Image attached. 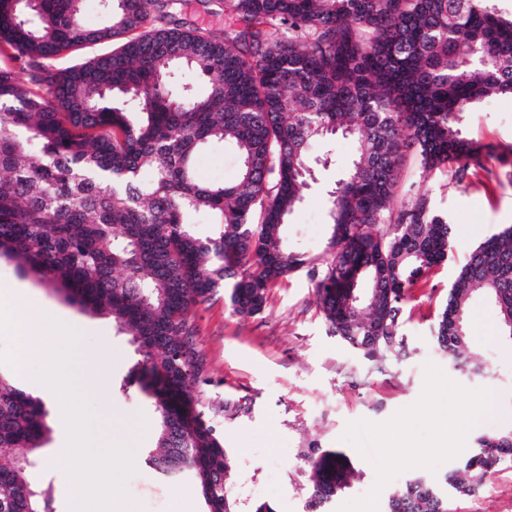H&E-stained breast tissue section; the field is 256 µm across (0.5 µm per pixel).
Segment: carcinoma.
I'll use <instances>...</instances> for the list:
<instances>
[{
	"label": "carcinoma",
	"mask_w": 512,
	"mask_h": 512,
	"mask_svg": "<svg viewBox=\"0 0 512 512\" xmlns=\"http://www.w3.org/2000/svg\"><path fill=\"white\" fill-rule=\"evenodd\" d=\"M82 2L0 0V256L133 337L143 358L130 377L159 413L154 470L189 474L206 512H276L269 502L246 511L228 490L233 456L214 422L224 407L204 404L194 309L223 290L234 313L256 315L304 270L334 335L369 357L402 349L412 289L452 248L427 194L394 211L402 162L414 147L427 172L484 168L485 146L458 125L472 106L512 95V16L490 0H194L232 17L218 34L183 17L184 0H99L103 26L83 22ZM101 42L112 51L52 68ZM338 133L358 148L329 192L317 264L283 238L313 142ZM217 145L240 158L234 185L197 177L200 152ZM198 213L215 234L189 229ZM476 292L512 339V225L470 252L438 314V348L462 364ZM47 416L0 373V455L24 459L0 467V512H53L37 479ZM477 445L439 484L408 479L387 512H449V497L477 496L512 462V435ZM300 456L308 512H327L355 467L333 448Z\"/></svg>",
	"instance_id": "carcinoma-1"
}]
</instances>
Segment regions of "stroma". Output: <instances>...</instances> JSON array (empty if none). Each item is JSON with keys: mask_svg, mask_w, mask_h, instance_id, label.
Here are the masks:
<instances>
[{"mask_svg": "<svg viewBox=\"0 0 512 512\" xmlns=\"http://www.w3.org/2000/svg\"><path fill=\"white\" fill-rule=\"evenodd\" d=\"M467 138L488 145L493 160L486 171L458 179L454 168L425 171L417 151L406 153L395 208L418 193L447 215L453 255L416 286L406 305L400 334L404 348L365 356L328 331L313 284L306 273L273 288L267 307L253 316L232 313L224 294L199 305L194 318L198 344L212 383L211 405L241 404V413L221 415L224 445L236 456L231 478L234 495L244 502L265 501L277 489V512H306L308 464L299 452L309 446L346 453L359 472L351 489L329 512H387L398 479L424 474L441 480L460 461L444 449L446 419L475 414L466 443L512 430V339L502 336L495 305L475 295L467 310L470 364L449 360L434 339L436 316L470 251L502 227L512 225V96H500L463 113ZM321 160L302 204L288 218L284 243L310 259L326 257L330 238L327 201L355 153L349 139L319 140ZM240 159L230 150L201 154V180L232 184ZM0 291L27 295L36 309L68 321L78 335L74 366L86 355L104 356V379L80 375L76 385L99 422L98 441L134 449L135 471L124 484V501L137 512H205L191 478L153 473L145 458L155 446L158 413L153 401L124 380L140 354L131 336L118 332L109 317L86 313L63 301L34 277H22L14 262L0 259ZM50 440L41 454L39 475L53 488L54 512H69L71 478L62 449L67 426L58 398L48 403ZM450 512H512V463L487 480L475 498H452Z\"/></svg>", "mask_w": 512, "mask_h": 512, "instance_id": "obj_1", "label": "stroma"}]
</instances>
